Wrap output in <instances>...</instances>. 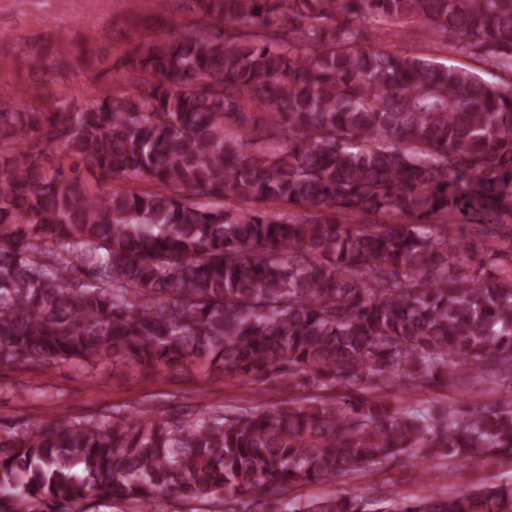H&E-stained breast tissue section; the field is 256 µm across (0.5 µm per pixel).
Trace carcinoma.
<instances>
[{
  "mask_svg": "<svg viewBox=\"0 0 512 512\" xmlns=\"http://www.w3.org/2000/svg\"><path fill=\"white\" fill-rule=\"evenodd\" d=\"M186 2L194 20L134 39L119 83L0 102V364L360 394L23 422L0 430V512L168 494L239 512L412 449L511 464V404L388 398L477 370L512 385V87L364 32L422 23L512 71V0ZM450 217L507 243L480 252ZM509 501L512 484L396 493L387 512ZM304 512L368 508L332 494Z\"/></svg>",
  "mask_w": 512,
  "mask_h": 512,
  "instance_id": "carcinoma-1",
  "label": "carcinoma"
}]
</instances>
